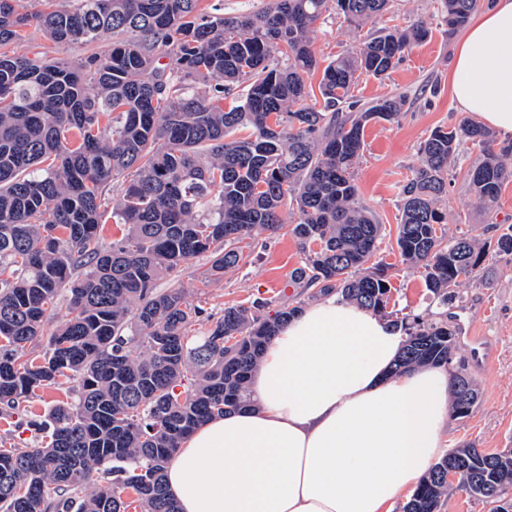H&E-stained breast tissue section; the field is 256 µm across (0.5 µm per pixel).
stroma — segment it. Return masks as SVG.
<instances>
[{"instance_id": "1", "label": "stroma", "mask_w": 512, "mask_h": 512, "mask_svg": "<svg viewBox=\"0 0 512 512\" xmlns=\"http://www.w3.org/2000/svg\"><path fill=\"white\" fill-rule=\"evenodd\" d=\"M418 21L428 27V38L413 45L386 78L360 75L352 91L361 108L381 98L403 95L408 99L395 120L366 127L364 150L355 168L359 200L383 227L378 255L393 266L388 308L401 316L436 309L425 286L424 269L400 261L396 246L397 200L400 187L420 164V142L435 127H453L468 118L457 109L449 85L455 38L446 31L437 0H394L389 12L359 31L335 16H326L311 40L316 56L325 64L339 54L358 52L368 35ZM111 46V39L104 38L61 48L32 28L12 49L19 55L78 60L107 52ZM479 155L477 147L461 144L448 175V192L441 202L448 216L447 236H467L484 245L487 252L475 279L460 286L458 302L448 309V321L455 326L474 324L480 335L490 339L492 352L489 362L480 363L466 342L458 344V357L478 385L479 400L468 417L450 419L447 445L452 448L471 443L483 451L495 452L512 448V254L496 248L499 234L512 226V182L503 187L491 212L482 211L466 178L467 169ZM292 220L291 213H284L283 230L258 234L246 264L236 274L216 282L202 280L201 272L209 262L203 255L159 281V288L180 285L190 304L216 316L225 307L257 298L265 299L272 312L286 303L306 301L307 291L298 288L291 278L303 259L287 231Z\"/></svg>"}]
</instances>
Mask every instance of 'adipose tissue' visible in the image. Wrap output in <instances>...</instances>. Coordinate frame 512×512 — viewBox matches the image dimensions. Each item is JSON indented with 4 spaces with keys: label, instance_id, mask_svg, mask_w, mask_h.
Returning <instances> with one entry per match:
<instances>
[{
    "label": "adipose tissue",
    "instance_id": "ef3b65f1",
    "mask_svg": "<svg viewBox=\"0 0 512 512\" xmlns=\"http://www.w3.org/2000/svg\"><path fill=\"white\" fill-rule=\"evenodd\" d=\"M453 98L512 134V0L456 40ZM403 340L371 311L329 296L290 318L250 379L252 407L184 439L165 468L179 512H393L444 453L452 377L390 368Z\"/></svg>",
    "mask_w": 512,
    "mask_h": 512
}]
</instances>
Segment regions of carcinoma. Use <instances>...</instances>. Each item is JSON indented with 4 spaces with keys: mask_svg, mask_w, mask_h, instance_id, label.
<instances>
[{
    "mask_svg": "<svg viewBox=\"0 0 512 512\" xmlns=\"http://www.w3.org/2000/svg\"><path fill=\"white\" fill-rule=\"evenodd\" d=\"M42 2L28 14L0 0V415L63 384L69 399L26 421L46 440L0 449V512H178L166 464L202 422L252 405L249 377L265 343L303 305L271 315L255 299L215 318L157 282L203 253L208 280L237 271L255 235L284 227L287 204L303 254L294 280L390 318L392 264L370 263L382 225L357 203L355 165L367 125L395 119L405 100L353 112L352 87L358 73L387 75L428 28L381 30L322 67L310 34L323 14L359 29L392 0H267L242 14L202 0ZM492 2L439 8L453 33ZM32 25L61 45L110 34L112 49L78 62L7 50ZM318 71L321 110L307 84ZM240 128L251 134L230 138ZM464 142L480 148L467 176L492 209L512 181V138L474 122L433 129L401 191L398 254L422 265L442 308L486 259L473 240L446 239L437 207ZM125 174L110 207L107 187ZM109 207L122 231L107 244ZM61 304L64 322L39 353ZM391 325L405 336L394 371L459 364L448 360L457 328L443 317ZM452 380V412L464 418L461 379ZM450 455L467 495L512 498V449L466 444L433 464L403 512H442Z\"/></svg>",
    "mask_w": 512,
    "mask_h": 512,
    "instance_id": "carcinoma-1",
    "label": "carcinoma"
}]
</instances>
